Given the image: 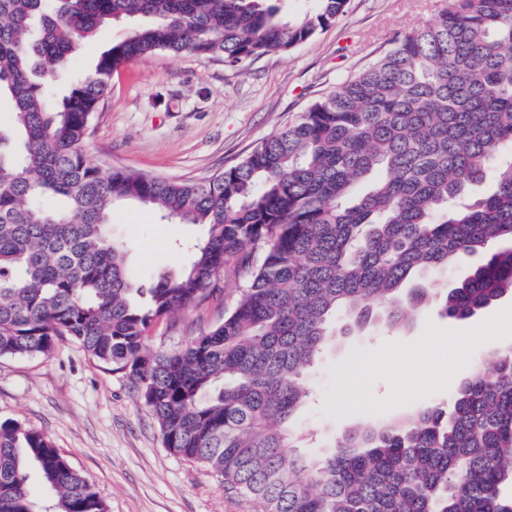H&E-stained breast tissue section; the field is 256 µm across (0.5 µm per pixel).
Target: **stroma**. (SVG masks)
<instances>
[{
	"label": "stroma",
	"instance_id": "stroma-1",
	"mask_svg": "<svg viewBox=\"0 0 512 512\" xmlns=\"http://www.w3.org/2000/svg\"><path fill=\"white\" fill-rule=\"evenodd\" d=\"M438 6L439 0H347L333 24L288 54H267L243 71L191 53L159 51L129 62L113 72L83 152L104 167L211 178L368 66L396 36L432 18ZM112 234L126 243L132 272L151 279L177 273L186 263L182 246L203 239L206 229L164 223L154 211L125 202L115 208ZM215 283L202 304L154 323L148 349H175L221 323L243 277L228 265ZM505 311L512 312V293L464 320L443 317L431 304L397 328L337 322L335 343L308 373L311 399L297 416L298 428L315 429L323 441L366 412L389 418L447 403L474 364L492 368L493 353L512 348V332H485ZM451 336L465 342V361L441 379L426 345ZM393 353L411 370L402 386L385 364ZM8 419L48 435L108 512H261L258 502L227 493L210 470L165 448L136 386L72 341L58 342L47 355L0 357V421Z\"/></svg>",
	"mask_w": 512,
	"mask_h": 512
}]
</instances>
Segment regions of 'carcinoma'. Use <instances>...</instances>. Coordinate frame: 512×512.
Segmentation results:
<instances>
[{
  "label": "carcinoma",
  "mask_w": 512,
  "mask_h": 512,
  "mask_svg": "<svg viewBox=\"0 0 512 512\" xmlns=\"http://www.w3.org/2000/svg\"><path fill=\"white\" fill-rule=\"evenodd\" d=\"M0 0V357L69 339L138 384L171 453L263 512H512V351L448 398L346 430L315 454L295 418L333 325L405 321L431 278L479 262L442 298L462 320L512 291V0H442L362 71L208 181L91 163L83 144L112 72L156 51L245 69L336 21L346 0ZM134 22L64 91L104 25ZM487 194L460 202L470 186ZM202 224L178 276L142 282L112 237L116 203ZM245 286L222 323L151 352V325L206 292L227 264ZM107 512L45 433L0 423V512Z\"/></svg>",
  "instance_id": "carcinoma-1"
}]
</instances>
